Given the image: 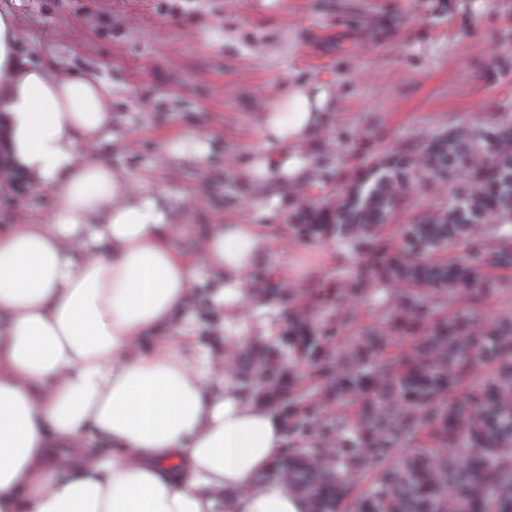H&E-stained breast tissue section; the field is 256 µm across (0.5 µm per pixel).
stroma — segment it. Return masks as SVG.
I'll return each mask as SVG.
<instances>
[{
    "instance_id": "1",
    "label": "stroma",
    "mask_w": 512,
    "mask_h": 512,
    "mask_svg": "<svg viewBox=\"0 0 512 512\" xmlns=\"http://www.w3.org/2000/svg\"><path fill=\"white\" fill-rule=\"evenodd\" d=\"M21 50L112 85L114 164L186 197L182 223L275 224L281 256L320 268L313 288L346 285L335 241L288 235L299 204H332L346 180L390 149H406L489 113L512 115V0H18ZM334 84L335 112L317 152L320 174L272 192L240 172L270 153L262 107L292 82ZM204 133L205 159L189 141ZM183 153L171 152L174 140ZM373 323L371 299L310 311Z\"/></svg>"
}]
</instances>
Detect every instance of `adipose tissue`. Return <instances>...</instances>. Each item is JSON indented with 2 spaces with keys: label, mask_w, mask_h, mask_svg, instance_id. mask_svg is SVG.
<instances>
[{
  "label": "adipose tissue",
  "mask_w": 512,
  "mask_h": 512,
  "mask_svg": "<svg viewBox=\"0 0 512 512\" xmlns=\"http://www.w3.org/2000/svg\"><path fill=\"white\" fill-rule=\"evenodd\" d=\"M20 34L0 8V158L53 203L0 229V512H309L287 480L262 481L288 433L228 365L252 338L243 306L305 269L272 264L268 225L180 223L183 196L97 154L110 86L36 63ZM335 108L333 84H288L261 123L276 150L247 178L314 182L305 150ZM204 274L220 360L190 310Z\"/></svg>",
  "instance_id": "ef3b65f1"
}]
</instances>
